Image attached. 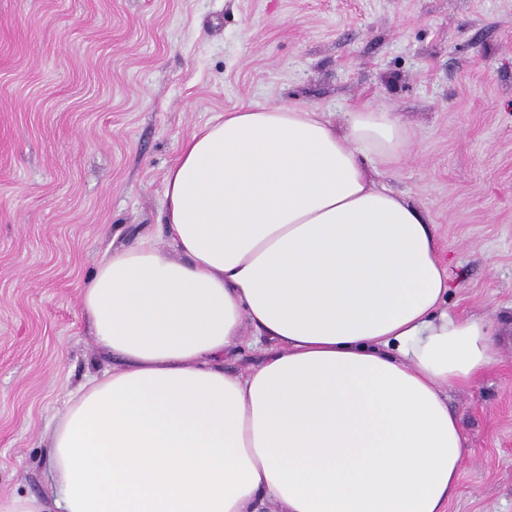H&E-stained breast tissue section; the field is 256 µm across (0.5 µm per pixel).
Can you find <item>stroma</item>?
<instances>
[{
	"mask_svg": "<svg viewBox=\"0 0 512 512\" xmlns=\"http://www.w3.org/2000/svg\"><path fill=\"white\" fill-rule=\"evenodd\" d=\"M370 103L411 135L392 187L431 224L443 311L496 363L448 394L469 448L446 512H512V0H0V495H43L47 426L104 370L80 290L162 223L214 116Z\"/></svg>",
	"mask_w": 512,
	"mask_h": 512,
	"instance_id": "1",
	"label": "stroma"
}]
</instances>
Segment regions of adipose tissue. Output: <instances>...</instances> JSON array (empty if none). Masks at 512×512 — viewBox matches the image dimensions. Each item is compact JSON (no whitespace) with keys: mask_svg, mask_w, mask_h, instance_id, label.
Returning <instances> with one entry per match:
<instances>
[{"mask_svg":"<svg viewBox=\"0 0 512 512\" xmlns=\"http://www.w3.org/2000/svg\"><path fill=\"white\" fill-rule=\"evenodd\" d=\"M393 114L293 101L181 147L164 222L81 290L107 371L47 428L45 495L0 512H444L468 452L447 391L496 361L493 322L442 312L429 223L385 173ZM271 342L248 375L244 326ZM267 340L262 338L256 345H242L224 357V370L233 374H246L258 367L265 358Z\"/></svg>","mask_w":512,"mask_h":512,"instance_id":"1","label":"adipose tissue"}]
</instances>
